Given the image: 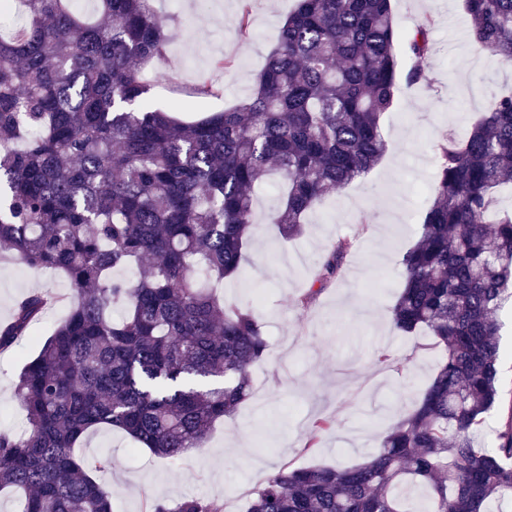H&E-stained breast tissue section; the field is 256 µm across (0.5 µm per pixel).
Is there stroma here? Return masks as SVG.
<instances>
[{
	"label": "stroma",
	"instance_id": "stroma-1",
	"mask_svg": "<svg viewBox=\"0 0 512 512\" xmlns=\"http://www.w3.org/2000/svg\"><path fill=\"white\" fill-rule=\"evenodd\" d=\"M295 0H156L158 15L174 36L165 58L151 67L148 98L155 108L219 112L245 99L276 44ZM250 8L248 29L239 17ZM398 29L407 33L433 17L431 51L423 66L430 84L403 90L385 115L387 151L378 165L308 215L301 236L282 238L269 224L279 198L271 186L257 192V223L248 258L239 276L225 279L224 300L254 308L270 341L267 358L250 370L253 397L217 424L203 447L175 464L148 451L131 453L121 431L92 433L76 453L82 458L111 455L103 482L113 492L114 512H147L156 501L175 502L200 495L224 504V512H245L275 466L312 467L360 464L376 453L385 429L419 400L434 376L440 352L429 336L398 333L392 307L402 282L403 254L418 229L437 167L435 144L448 132L466 134L478 113L495 98L512 92V68L479 50L468 36L470 19L462 0H392ZM233 67L213 72L218 57ZM212 75L220 96L197 100L192 90ZM355 235L342 277L317 302L302 310L295 300L308 287L312 271L337 238ZM58 295L59 301L33 335L0 353V431L22 434L24 413L13 395L25 358L35 355L68 314L71 302L64 276L7 259L0 247V322L32 291ZM501 406L490 430L512 417V304L499 312ZM389 348L390 367L375 356ZM319 415L334 417L321 445L304 451L305 433Z\"/></svg>",
	"mask_w": 512,
	"mask_h": 512
}]
</instances>
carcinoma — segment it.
Returning a JSON list of instances; mask_svg holds the SVG:
<instances>
[{"mask_svg": "<svg viewBox=\"0 0 512 512\" xmlns=\"http://www.w3.org/2000/svg\"><path fill=\"white\" fill-rule=\"evenodd\" d=\"M0 36V245L32 268L65 273L67 317L17 374L22 435L0 432V492L22 512H113L96 478L112 458L74 453L109 427L161 459L200 447L252 397L249 369L269 339L248 309L206 281L236 275L252 240L253 187L275 174L272 217L299 235L312 206L365 176L387 143L381 119L422 66L431 18L400 33L391 0H297L253 93L184 119L146 101L147 66L171 32L152 0H23ZM473 42L512 64V0H463ZM414 59L411 66L402 56ZM437 173L416 245L401 259L395 328L442 348L421 399L363 464L280 466L246 512H503L512 504V421L489 448L475 436L500 398L499 310L512 298V96L435 145ZM337 239L296 299L307 308L339 277ZM138 271L134 280L113 276ZM54 297L33 291L0 326V351L31 335ZM332 420L309 427L319 447ZM150 512H224L218 501H157Z\"/></svg>", "mask_w": 512, "mask_h": 512, "instance_id": "cac0c4a2", "label": "carcinoma"}]
</instances>
